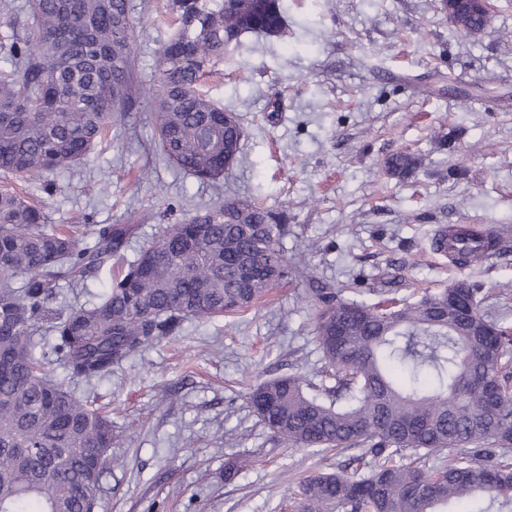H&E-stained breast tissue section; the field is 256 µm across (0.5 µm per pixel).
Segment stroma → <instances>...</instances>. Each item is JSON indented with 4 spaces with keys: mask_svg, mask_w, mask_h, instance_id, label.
Returning a JSON list of instances; mask_svg holds the SVG:
<instances>
[{
    "mask_svg": "<svg viewBox=\"0 0 512 512\" xmlns=\"http://www.w3.org/2000/svg\"><path fill=\"white\" fill-rule=\"evenodd\" d=\"M137 81L148 88L174 33L162 0H132ZM286 37L241 36L203 91L235 113L242 154L220 186L154 150L156 117L136 102L89 160L51 176L49 221L121 224L140 241L231 193L286 212L292 276L249 311L188 322L111 375L74 380L112 418L97 512H291L303 480L346 467L349 453L287 445L253 413L247 388L268 376H315L322 353L307 297L317 284L372 304L408 303L458 279L512 325V0H491L483 35L458 34L440 0H284ZM416 154L411 176L381 160ZM493 228L501 253L460 267L429 254L436 230ZM250 465L233 479L224 467ZM422 161L418 156L398 151L386 156L381 160L382 170L392 178H405L412 174L421 165Z\"/></svg>",
    "mask_w": 512,
    "mask_h": 512,
    "instance_id": "35a3bbf8",
    "label": "stroma"
}]
</instances>
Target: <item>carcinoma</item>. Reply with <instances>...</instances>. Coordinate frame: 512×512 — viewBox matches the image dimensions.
I'll use <instances>...</instances> for the list:
<instances>
[{"instance_id":"obj_1","label":"carcinoma","mask_w":512,"mask_h":512,"mask_svg":"<svg viewBox=\"0 0 512 512\" xmlns=\"http://www.w3.org/2000/svg\"><path fill=\"white\" fill-rule=\"evenodd\" d=\"M29 7L28 35L0 47L10 66L0 73V172L35 179L82 164L124 123L136 56L130 0ZM166 10L176 31L142 96L163 157L216 182L238 160L244 131L199 82L242 35L285 36L283 5L168 0ZM489 24L474 13L459 31L478 37ZM420 165L404 151L381 160L392 178ZM47 224L46 205L0 191V512H95L112 421L70 381L109 375L188 321L244 312L308 266L283 247L287 215L236 194L167 225L131 259L139 224ZM501 242L491 228L465 236L447 228L430 251L471 265ZM114 259L97 302L53 307L61 285L81 288ZM344 292L315 296L321 380L268 377L248 394L265 426L296 447L362 449L351 473L301 484L298 512H454L467 498L512 512V328L480 308L479 289L465 280L412 304H366ZM43 331L66 382L44 370ZM483 379L497 391L491 405L476 389ZM445 450L443 468L427 467ZM488 454L500 461L484 463Z\"/></svg>"}]
</instances>
